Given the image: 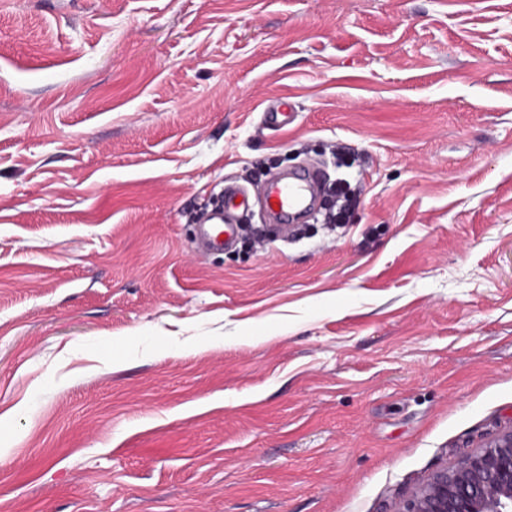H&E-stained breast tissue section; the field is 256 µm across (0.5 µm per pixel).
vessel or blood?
Masks as SVG:
<instances>
[{
    "mask_svg": "<svg viewBox=\"0 0 512 512\" xmlns=\"http://www.w3.org/2000/svg\"><path fill=\"white\" fill-rule=\"evenodd\" d=\"M298 117L294 103L278 100L263 109L260 123L264 128L283 131L293 126ZM328 178L325 163L308 160L295 170L268 174L266 181L254 189L225 182L216 201L198 217L199 252L206 254L234 246L242 222L255 211L268 223L274 239H291L298 224L317 216Z\"/></svg>",
    "mask_w": 512,
    "mask_h": 512,
    "instance_id": "b4317fda",
    "label": "vessel or blood"
}]
</instances>
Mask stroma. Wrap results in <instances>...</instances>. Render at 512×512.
<instances>
[{"label": "stroma", "mask_w": 512, "mask_h": 512, "mask_svg": "<svg viewBox=\"0 0 512 512\" xmlns=\"http://www.w3.org/2000/svg\"><path fill=\"white\" fill-rule=\"evenodd\" d=\"M308 158L347 224L197 255ZM509 429L512 0H0V512H397ZM299 117L297 106L290 100H277L261 112L260 124L265 129L283 131L295 124ZM334 203L329 214L322 218L323 224H347L350 214L360 205V195L348 178L337 180L334 187Z\"/></svg>", "instance_id": "35a3bbf8"}]
</instances>
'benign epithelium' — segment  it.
Wrapping results in <instances>:
<instances>
[{
    "label": "benign epithelium",
    "instance_id": "1",
    "mask_svg": "<svg viewBox=\"0 0 512 512\" xmlns=\"http://www.w3.org/2000/svg\"><path fill=\"white\" fill-rule=\"evenodd\" d=\"M399 512H512V429L433 472Z\"/></svg>",
    "mask_w": 512,
    "mask_h": 512
}]
</instances>
